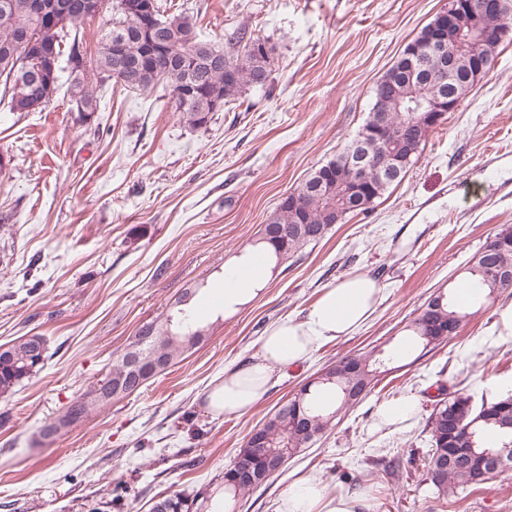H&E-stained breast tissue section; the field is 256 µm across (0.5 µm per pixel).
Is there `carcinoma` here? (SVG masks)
Listing matches in <instances>:
<instances>
[{
	"label": "carcinoma",
	"mask_w": 512,
	"mask_h": 512,
	"mask_svg": "<svg viewBox=\"0 0 512 512\" xmlns=\"http://www.w3.org/2000/svg\"><path fill=\"white\" fill-rule=\"evenodd\" d=\"M32 0H0V50L12 46L18 28H26L30 35L40 39L56 41L59 57L68 64L84 54L83 33L80 25L85 16L72 12L59 19V26L50 29L33 12ZM505 8L486 20L487 43L477 48L478 55L493 65L496 49L504 42H512V0H504ZM154 13L159 29L154 36L173 48L170 55L161 54L150 61L147 73L127 76L115 81L133 90H146L157 81H165L172 94L183 88H195L196 101L187 106L172 100L174 111L185 123L200 127L207 123L208 115L199 110L202 102L216 99L221 104L232 102L242 95L248 86H263L270 76L268 58L257 56L255 47L268 46L266 40L252 36L247 31L236 30L226 38V46L220 47L201 40L196 33L193 16L186 12L167 14L160 0H153ZM112 27L98 42L96 55L85 61L83 70L72 79L71 102L76 108L87 112L98 111L97 97L89 87L88 78L98 83L109 80L116 68H126L142 54L141 32L129 21L123 11V0H112ZM125 38V57H115L112 50L114 33ZM431 32L423 29L415 38L421 49L420 64L411 66L404 58H397L374 90V104L369 115L352 142L329 160L337 175L331 185L320 183V170H315L295 189L298 197L295 206L283 199L277 209L262 225L257 242L271 246L279 260H284L310 244L321 242L333 225L367 211L383 193L394 184L384 177L374 176L369 190L359 194L344 193V184L350 172L344 158L355 151L359 143L372 139L371 153L377 159L392 152L407 158L406 165L420 152L429 128L416 130L415 138L407 141L402 136L403 127L414 120L417 102L423 101L444 90L458 89L464 94L474 83L466 66H459L449 77L444 78L437 54L429 47ZM37 68L35 60L19 52L12 57L0 53V98L13 99L20 94H29L43 99L47 106L57 90L48 94L36 93L30 75ZM278 227L281 236L269 235L271 227ZM470 279L488 290L487 297L512 288V227L497 233L472 258L466 269ZM193 292H186L175 307L161 321L152 323L154 337L142 348V360L150 362L157 352L162 353L168 365L175 362L189 349L197 346L205 336L196 316L188 308ZM427 308L444 323H451L452 330L444 336L431 331L425 314L413 319L406 329L422 348L433 349L448 343L457 336L459 329L470 313L459 308L453 296L444 293L430 298ZM31 337L21 336L9 345L8 357L0 358V398L11 396L23 380L36 374L44 362H35L30 356ZM397 354L380 351L374 355H348L323 369L320 383L336 390L338 402L332 409L317 405L314 394L318 386L305 385L286 405L276 411L258 432L264 439L261 449L250 461L253 471L263 473L267 456L290 455L306 447L312 436L324 434L343 410L356 406L360 393L371 387L381 370L392 363ZM129 375L125 356H120L107 374L116 384H124ZM443 398L438 400L427 419L426 429L430 434L431 448L425 456L427 481L438 496H457L471 493L480 483L471 480L468 471L457 460L469 449L483 452L487 449L512 448V395L484 401L480 406L472 403L471 396L447 391L445 384L439 385ZM94 392L90 388L68 407L67 411L81 409L84 415L102 407L104 402L86 404V398ZM188 496L174 492L155 500L150 512H190Z\"/></svg>",
	"instance_id": "carcinoma-1"
}]
</instances>
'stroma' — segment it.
Returning <instances> with one entry per match:
<instances>
[{
  "mask_svg": "<svg viewBox=\"0 0 512 512\" xmlns=\"http://www.w3.org/2000/svg\"><path fill=\"white\" fill-rule=\"evenodd\" d=\"M193 15L199 37L242 28L268 40L271 76L194 128L165 83L98 87L97 112L72 109L69 70L40 112L0 104V345L47 341L42 370L0 400V512H149L173 492L214 488L247 436L327 365L402 343L406 325L455 288L475 253L512 226V43L432 129L401 182L319 244L281 262L268 288L232 316L203 319L206 337L139 391L60 436L39 430L108 373L138 329L186 290L206 294L224 263L253 244L281 200L358 134L374 89L447 0H161ZM384 299L353 336L326 342L243 415L205 407L225 365L255 354L267 326L300 319L350 274ZM475 304L449 343L414 346L370 393L234 512H280L308 478L366 512H512V470L476 492L437 498L425 482L426 420L438 383L474 404L512 393V340ZM418 400L385 421L386 401ZM407 459L400 479L379 459Z\"/></svg>",
  "mask_w": 512,
  "mask_h": 512,
  "instance_id": "stroma-1",
  "label": "stroma"
}]
</instances>
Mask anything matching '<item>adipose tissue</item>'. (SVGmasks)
Instances as JSON below:
<instances>
[{
    "label": "adipose tissue",
    "instance_id": "adipose-tissue-1",
    "mask_svg": "<svg viewBox=\"0 0 512 512\" xmlns=\"http://www.w3.org/2000/svg\"><path fill=\"white\" fill-rule=\"evenodd\" d=\"M278 259L260 244H253L224 264V284L218 294L225 314H232L271 280ZM382 290L368 274L358 273L323 289L300 320L269 325L257 353L224 369L207 394V408L215 415H242L264 400L280 372L297 365L323 342L353 335L373 315ZM362 500L339 494L326 497L321 486L305 480L288 488L282 512H359Z\"/></svg>",
    "mask_w": 512,
    "mask_h": 512
}]
</instances>
